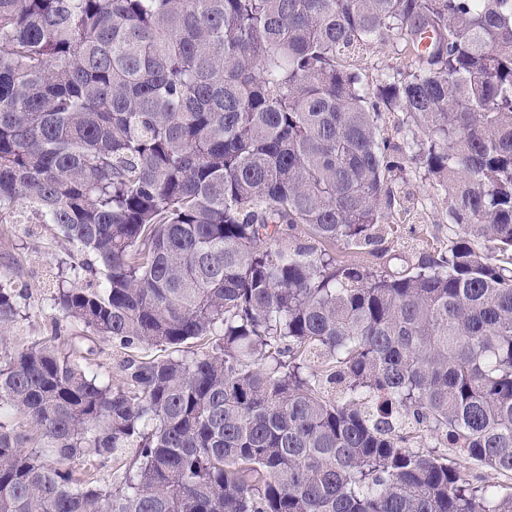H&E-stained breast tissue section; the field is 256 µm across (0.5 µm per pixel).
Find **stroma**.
<instances>
[{"label":"stroma","mask_w":512,"mask_h":512,"mask_svg":"<svg viewBox=\"0 0 512 512\" xmlns=\"http://www.w3.org/2000/svg\"><path fill=\"white\" fill-rule=\"evenodd\" d=\"M365 83H375L382 74L408 72L412 60L401 53L396 43L375 44L355 59ZM397 189L411 210V220L399 236L388 238L383 247L388 255L402 262L418 259L423 242L431 236L448 237V200L437 186L425 180L422 169L414 161H407L403 181ZM72 248L50 225L33 224L23 227L10 225L0 235V281L13 283L19 294L18 314L8 326L12 347L23 348L34 341L53 335L68 336L72 328L54 306L57 273L72 262ZM81 351L77 362L104 383L115 381L124 358L121 349L98 337L80 340Z\"/></svg>","instance_id":"35a3bbf8"}]
</instances>
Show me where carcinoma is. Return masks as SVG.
Returning <instances> with one entry per match:
<instances>
[{
    "instance_id": "1",
    "label": "carcinoma",
    "mask_w": 512,
    "mask_h": 512,
    "mask_svg": "<svg viewBox=\"0 0 512 512\" xmlns=\"http://www.w3.org/2000/svg\"><path fill=\"white\" fill-rule=\"evenodd\" d=\"M387 41L416 67L364 84L344 59ZM408 158L448 244L350 260L385 256ZM24 219L78 256L80 335L164 354L104 384L1 335L0 512H512L464 473L512 479V0H0ZM129 451L112 486L69 468Z\"/></svg>"
}]
</instances>
